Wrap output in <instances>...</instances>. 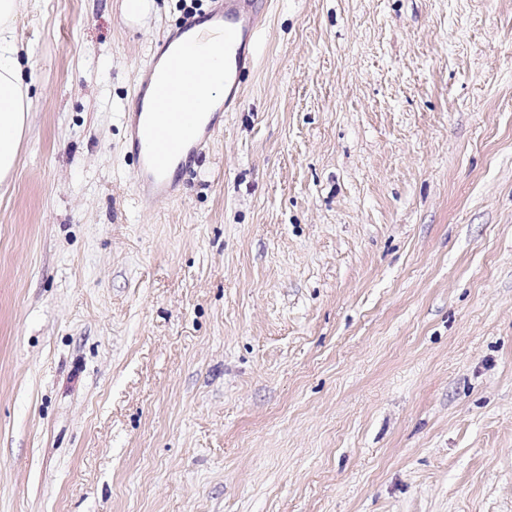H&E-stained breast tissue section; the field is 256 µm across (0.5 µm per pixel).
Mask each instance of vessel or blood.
<instances>
[{
    "label": "vessel or blood",
    "instance_id": "1",
    "mask_svg": "<svg viewBox=\"0 0 512 512\" xmlns=\"http://www.w3.org/2000/svg\"><path fill=\"white\" fill-rule=\"evenodd\" d=\"M269 0H211L208 20L224 30V42L218 51L224 56L225 111H234L243 88L240 78L255 66L252 45L266 23ZM195 21L170 31L155 47L157 57L166 59L168 79L153 80L145 76L141 81L139 97L158 100L170 94L173 88L188 91L195 77L209 73L212 56L198 52L195 42ZM217 132L215 123H203L200 113H171L163 129H155L133 117L131 140L139 155V190L152 201H165L176 194V186L169 175L178 155L184 150H197L211 141Z\"/></svg>",
    "mask_w": 512,
    "mask_h": 512
}]
</instances>
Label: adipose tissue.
Wrapping results in <instances>:
<instances>
[{
    "label": "adipose tissue",
    "instance_id": "ef3b65f1",
    "mask_svg": "<svg viewBox=\"0 0 512 512\" xmlns=\"http://www.w3.org/2000/svg\"><path fill=\"white\" fill-rule=\"evenodd\" d=\"M21 4L22 0H0V182L17 166L31 106L12 36Z\"/></svg>",
    "mask_w": 512,
    "mask_h": 512
}]
</instances>
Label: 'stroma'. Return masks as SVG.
Segmentation results:
<instances>
[{"instance_id": "obj_1", "label": "stroma", "mask_w": 512, "mask_h": 512, "mask_svg": "<svg viewBox=\"0 0 512 512\" xmlns=\"http://www.w3.org/2000/svg\"><path fill=\"white\" fill-rule=\"evenodd\" d=\"M149 3L14 22L0 512H512V0H271L152 204Z\"/></svg>"}]
</instances>
